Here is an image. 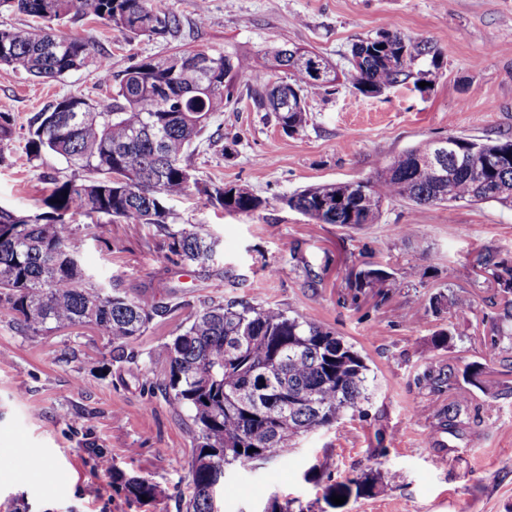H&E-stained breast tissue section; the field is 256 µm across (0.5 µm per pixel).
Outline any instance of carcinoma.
Returning <instances> with one entry per match:
<instances>
[{
	"label": "carcinoma",
	"instance_id": "cac0c4a2",
	"mask_svg": "<svg viewBox=\"0 0 512 512\" xmlns=\"http://www.w3.org/2000/svg\"><path fill=\"white\" fill-rule=\"evenodd\" d=\"M4 12L27 15L34 24L0 28V65L44 78L92 66L112 80L106 57L93 44L57 34L77 16L147 38H165L179 27L167 0H0ZM290 50L322 62L328 83L315 84L307 70L290 69ZM264 56L261 69L237 50L141 58L119 80L115 97H65L38 113L30 126L29 154L64 158L73 177L50 178L53 189L44 212L19 214L0 207V314L33 336L92 326L112 350L124 351L168 307L153 296L96 285L81 266L82 238L63 234L62 225L80 218L94 224H152L163 237L168 260L208 265L217 241L173 223L166 201L194 190L204 204L228 213L249 214L262 205L243 185L199 182L189 164L195 141L231 104L238 86L250 88L254 105L274 113L283 130H300L307 123L306 109L279 110L276 101L326 91L342 79L363 95L379 94L406 83L416 61L426 56L434 61L438 51L427 40L387 29L353 44L342 74L307 49L273 48ZM275 65L287 70V79L273 78ZM14 126L13 115L0 112V159ZM475 144L478 155L472 153ZM427 148L420 144L385 159L362 185L307 187L290 196L288 206L316 224H373L384 203L396 200L416 206H512V140L479 143L463 137L459 160H449L442 175L424 160ZM481 263L497 280L512 281V265L496 254L484 253ZM384 282L378 268L366 269L363 281L360 274L354 276L360 289ZM496 331L499 339L512 342V300L496 319ZM154 358L164 366L166 394L186 408L196 436L185 512H217L209 493L215 464L248 465L259 457L280 456L295 437L361 411L369 396V368L352 344L274 307L205 302L158 346ZM482 373L480 366L460 373L450 365L423 374L428 386L455 391L444 414L448 428L469 424L468 397L456 392L459 376L476 381ZM104 473L137 502L158 494L151 478H128L110 458Z\"/></svg>",
	"mask_w": 512,
	"mask_h": 512
}]
</instances>
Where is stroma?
Listing matches in <instances>:
<instances>
[{"label":"stroma","mask_w":512,"mask_h":512,"mask_svg":"<svg viewBox=\"0 0 512 512\" xmlns=\"http://www.w3.org/2000/svg\"><path fill=\"white\" fill-rule=\"evenodd\" d=\"M176 36L149 39L85 18L66 34L83 37L112 71L59 79L0 66V112L16 133L0 163V206L44 211L50 177L72 175L64 159L29 156L34 116L72 95L110 98L141 56L177 49H238L262 65L264 52L306 48L348 67L355 42L387 28L432 41L437 63L419 61L429 86L364 96L340 84L310 91L308 121L285 133L248 97L211 123L220 139L200 140L191 166L200 180L242 184L263 201L249 214L203 205L196 194L169 200L175 223L219 242L214 264H173L150 224H68L83 240L81 263L101 287L153 294L171 312L154 319L124 353L92 328L48 336L20 333L0 314V512H180L189 497L197 443L188 413L162 391L153 354L201 302L236 300L276 307L335 331L364 357L373 380L363 415L296 439L259 468L232 465L218 512H512V350L491 351L504 294L479 264L491 251L512 264V208L496 203L412 206L386 203L372 224H316L288 207L305 187L373 176L383 158L448 134L512 139V0H169ZM403 226L407 235H395ZM390 273L384 292L349 288L367 266ZM455 296L464 309L433 314L428 300ZM452 341L434 348L438 332ZM476 363L468 386L473 422L454 433L440 422L447 391L425 385V370ZM108 456L126 475L150 476L157 497L129 500L97 468ZM374 493L353 492L365 476ZM345 486L328 507L327 486Z\"/></svg>","instance_id":"obj_1"}]
</instances>
